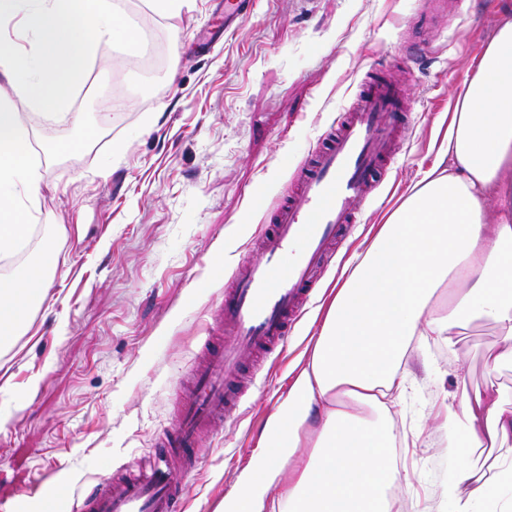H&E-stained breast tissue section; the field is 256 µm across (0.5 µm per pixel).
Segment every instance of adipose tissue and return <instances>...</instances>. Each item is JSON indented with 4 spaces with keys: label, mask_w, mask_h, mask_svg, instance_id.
Here are the masks:
<instances>
[{
    "label": "adipose tissue",
    "mask_w": 512,
    "mask_h": 512,
    "mask_svg": "<svg viewBox=\"0 0 512 512\" xmlns=\"http://www.w3.org/2000/svg\"><path fill=\"white\" fill-rule=\"evenodd\" d=\"M106 35L138 44L117 0H0V76L34 116L70 118L89 141L97 130L72 105ZM29 135L0 101V260L41 213L40 165L21 153ZM440 153L450 167L423 174L337 288L230 512H391L398 432L385 399L407 389L413 340L449 341L478 319L512 340V21L465 80ZM58 259L49 233L38 261L14 267L0 288V345L27 323ZM442 426L461 461L443 487L454 512H512V408L478 395L447 406Z\"/></svg>",
    "instance_id": "obj_1"
}]
</instances>
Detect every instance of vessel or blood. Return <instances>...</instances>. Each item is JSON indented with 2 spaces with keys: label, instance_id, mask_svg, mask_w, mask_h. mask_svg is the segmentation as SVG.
Instances as JSON below:
<instances>
[{
  "label": "vessel or blood",
  "instance_id": "vessel-or-blood-1",
  "mask_svg": "<svg viewBox=\"0 0 512 512\" xmlns=\"http://www.w3.org/2000/svg\"><path fill=\"white\" fill-rule=\"evenodd\" d=\"M409 95L380 76L360 84L353 105L340 113L298 167L297 193L272 208L259 232L262 261H243L224 291V340L207 347L190 373L178 419L164 435L163 452L148 470L101 480L73 512H181L186 476L177 480L169 461L193 459L204 431L223 425L242 395L230 383L245 354L279 358L301 304L314 297L318 271L331 244L363 223L362 204L395 162L394 134L407 127Z\"/></svg>",
  "mask_w": 512,
  "mask_h": 512
}]
</instances>
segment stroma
Listing matches in <instances>:
<instances>
[{
    "instance_id": "stroma-1",
    "label": "stroma",
    "mask_w": 512,
    "mask_h": 512,
    "mask_svg": "<svg viewBox=\"0 0 512 512\" xmlns=\"http://www.w3.org/2000/svg\"><path fill=\"white\" fill-rule=\"evenodd\" d=\"M120 5L161 61L144 68L140 52L103 38L74 105L99 130L92 145L45 156L75 130L14 103L32 128L30 152L42 159L41 215L13 262L0 261V281L38 256L45 234H56L60 250L28 327L0 348V504L16 512H44L49 485L61 488L56 512H71L78 492L152 457L184 377L218 333L234 267L257 258L252 241L270 206L294 189V166L371 69L411 95L398 161L366 223L329 259L279 361L258 368L245 360L244 373L268 376V386L252 388L201 443L186 512H225L312 351L331 288L441 163L455 95L512 20V0H443L430 25L423 0H255L229 29L220 0H189L174 20L146 0ZM415 42L433 53L407 59ZM257 196L267 210L254 208ZM510 349L493 322L480 320L454 344L431 337L412 354L414 391L395 417L408 439L394 450L407 475L394 491L400 512H451L441 489L455 459L436 415L445 401L512 387V370L490 362Z\"/></svg>"
}]
</instances>
